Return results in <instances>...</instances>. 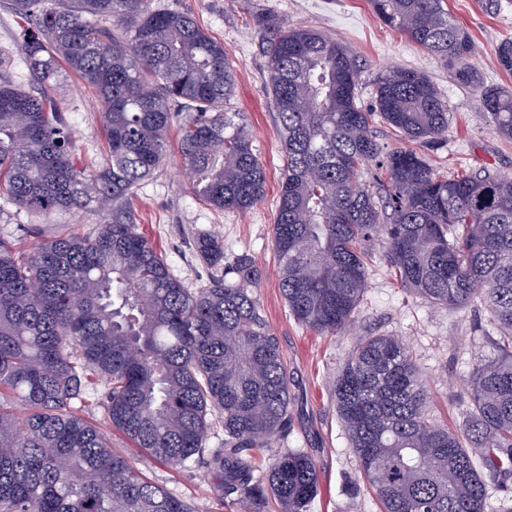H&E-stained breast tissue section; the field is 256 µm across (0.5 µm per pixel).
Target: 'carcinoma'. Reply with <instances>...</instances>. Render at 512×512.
<instances>
[{
	"mask_svg": "<svg viewBox=\"0 0 512 512\" xmlns=\"http://www.w3.org/2000/svg\"><path fill=\"white\" fill-rule=\"evenodd\" d=\"M371 3L385 25L452 67L494 131L512 138V92L471 67L472 39L444 0ZM8 5L29 23L18 52L30 81H13L0 51V194L48 217L93 213L99 225L25 254L0 234V512H196L73 413L100 385L113 428L168 468L210 469L218 502L310 512L319 473L309 454L276 449L264 467L254 458L285 437L290 395L252 258L226 260L221 236L197 232L208 277L188 288L125 206L165 162L176 123L200 201L232 213L263 202L265 171L231 107L224 45L153 0ZM256 24L284 156L272 238L289 313L320 335L348 332L377 258L411 295L475 306L493 328L453 427L431 414L402 339L360 338L333 395L361 479L380 512H486L488 488L512 479V177L440 175L413 149L381 147L376 123L426 145L448 132V103L428 76L386 69L366 111L360 65L341 42L274 15ZM62 63L103 110L108 151L89 174L46 95L63 88ZM370 166L376 192L363 180ZM220 430L221 447H207Z\"/></svg>",
	"mask_w": 512,
	"mask_h": 512,
	"instance_id": "carcinoma-1",
	"label": "carcinoma"
}]
</instances>
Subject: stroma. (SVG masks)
<instances>
[{
  "mask_svg": "<svg viewBox=\"0 0 512 512\" xmlns=\"http://www.w3.org/2000/svg\"><path fill=\"white\" fill-rule=\"evenodd\" d=\"M164 7L191 13L224 44L236 75L233 108L245 115L253 132L252 145L267 179L266 198L245 213H219L194 194L178 153L179 135L169 133L167 160L141 181L130 201L136 222L148 239L165 253L176 276L195 287L207 274L194 258L191 235L214 230L224 237V254L249 253L261 271L257 288L262 313L276 337L288 372L291 417L285 447L308 453L316 462L320 489L310 512H379L378 501L364 487L348 434L336 413L332 383L359 337L395 335L409 344L433 392V410L455 425L465 410L464 379L475 355L488 352L477 329L486 326L476 308L448 310L405 293L393 273L375 264L352 330L322 336L294 320L278 285L272 247V225L280 190L281 158L276 111L262 53L256 16L273 14L291 26L320 29L351 50L360 65V101L372 108L379 75L390 66L425 72L448 103L451 123L437 143L422 146L444 175L483 168L512 176V140L492 130L488 115L478 112L471 88L452 78L444 61L386 26L369 0H158ZM449 12L469 32L476 46L472 67L485 83L512 90V74L504 72L496 50L512 40V0H447ZM26 26L7 5H0V50L12 52L10 75L25 82L26 66L15 52ZM72 127L78 167H91L107 149L102 108L93 90L70 77L59 98ZM96 216L63 213L46 217L18 209L0 197V233L16 239L20 250L69 231L90 232ZM140 471L169 492L190 501L196 512H244L242 503L218 502L206 468L174 471L138 455Z\"/></svg>",
  "mask_w": 512,
  "mask_h": 512,
  "instance_id": "1",
  "label": "stroma"
}]
</instances>
